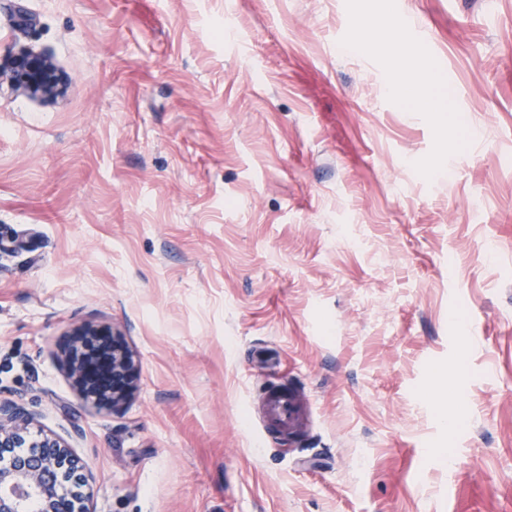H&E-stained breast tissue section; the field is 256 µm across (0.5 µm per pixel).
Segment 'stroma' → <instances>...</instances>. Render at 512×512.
<instances>
[{"instance_id":"stroma-1","label":"stroma","mask_w":512,"mask_h":512,"mask_svg":"<svg viewBox=\"0 0 512 512\" xmlns=\"http://www.w3.org/2000/svg\"><path fill=\"white\" fill-rule=\"evenodd\" d=\"M390 7L438 111L388 91ZM23 47L65 90L0 81V397L88 512H512V0H0ZM84 326L119 407L67 371ZM277 384L311 417L266 442ZM84 348L83 356L88 363L97 366L105 391H112V375L120 376L130 370L131 363L128 356L119 352L113 354L112 358V342L105 337L87 340ZM111 362L112 368H109Z\"/></svg>"}]
</instances>
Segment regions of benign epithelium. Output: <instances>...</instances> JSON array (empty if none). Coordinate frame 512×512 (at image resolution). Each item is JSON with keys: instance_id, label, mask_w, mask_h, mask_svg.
Listing matches in <instances>:
<instances>
[{"instance_id": "obj_1", "label": "benign epithelium", "mask_w": 512, "mask_h": 512, "mask_svg": "<svg viewBox=\"0 0 512 512\" xmlns=\"http://www.w3.org/2000/svg\"><path fill=\"white\" fill-rule=\"evenodd\" d=\"M31 57L27 51L10 55L0 63V78L43 99L62 93L51 59L41 55L44 64L35 65ZM33 421L34 412L23 404L0 398V512H29L33 500L38 512H87L83 464L63 439L33 433Z\"/></svg>"}]
</instances>
